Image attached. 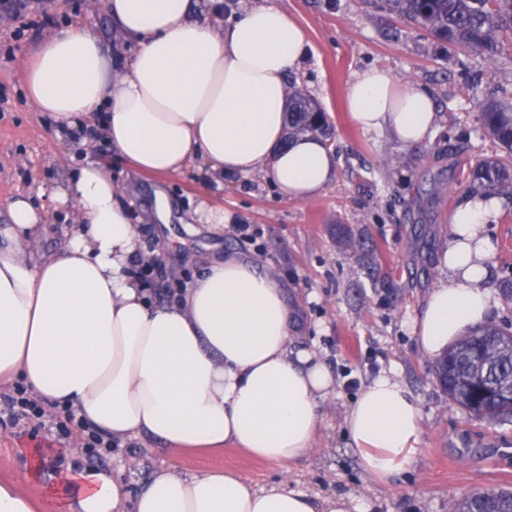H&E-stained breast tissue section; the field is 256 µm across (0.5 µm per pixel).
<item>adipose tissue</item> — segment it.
<instances>
[{"instance_id": "obj_1", "label": "adipose tissue", "mask_w": 512, "mask_h": 512, "mask_svg": "<svg viewBox=\"0 0 512 512\" xmlns=\"http://www.w3.org/2000/svg\"><path fill=\"white\" fill-rule=\"evenodd\" d=\"M136 50L106 55L98 34L70 26L47 35L22 69L38 111L72 123L102 113L101 133L137 169L173 176L192 161L219 175L265 174L285 197L304 200L329 183L336 162L321 138L287 139V79L307 57L303 29L260 0L214 24L190 16L189 0H107ZM346 103L365 133L416 145L435 111L417 85L383 70L357 73ZM58 205L80 224L65 250L37 258L44 219L9 199L0 228V382L22 376L38 397L71 410L113 443L148 435L181 450L233 445L277 467L268 488L233 472L154 473L137 493L111 471L66 467L41 508L0 480V512H361L349 495L312 496L288 475L310 455L336 381L318 355L292 346L288 305L276 276L234 256L213 257L173 302L157 304L137 274L138 230L106 167L86 161ZM500 208L466 201L452 214L442 279L414 331L433 357L483 323L494 251L484 225ZM344 423L365 473L383 480L407 468L419 409L393 374L371 380Z\"/></svg>"}]
</instances>
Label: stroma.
I'll use <instances>...</instances> for the list:
<instances>
[{
	"label": "stroma",
	"mask_w": 512,
	"mask_h": 512,
	"mask_svg": "<svg viewBox=\"0 0 512 512\" xmlns=\"http://www.w3.org/2000/svg\"><path fill=\"white\" fill-rule=\"evenodd\" d=\"M304 30L309 55L291 82L314 98L325 114L336 173L318 195L289 199L265 176L224 184L192 164L169 177L143 172L107 139L93 150L63 135L50 113L30 105L21 81L23 61L49 33L69 25L96 31L106 49L132 55L101 0H54L21 16L0 15V203L22 196L55 222L41 240L46 255L59 253L75 225L74 211L49 200L87 158L101 162L130 203L133 222L148 251L163 262L147 281L157 301H172L201 270L205 251L231 253L277 273L288 297L296 348L313 349L331 369L336 394L324 406L325 426L311 455L293 477L300 489L323 496L350 494L365 512H450L462 496L488 489L512 490V423L490 425L452 405L437 385L429 357L419 349L413 322L441 278L439 253L449 218L466 200L476 161L504 157L478 121L491 99L512 95V48L494 58L451 50L386 10L381 0H274ZM386 70L400 85L429 94L437 115L433 137L406 146L367 134L351 121L345 93L354 75ZM164 192L171 223L154 217ZM223 211L224 227L209 231L198 207ZM495 250L489 291L498 304L488 323H512V208L488 225ZM396 373L420 409L421 433L414 463L384 481L364 473L343 416L361 385L380 372ZM355 378L349 388L346 378ZM80 433L56 440L34 424L0 427V479L18 476L28 448H45L39 483L22 484L39 497L60 468L62 456L120 467L131 490L151 473L172 468L193 474L232 470L265 486L280 471L245 451H173L144 435L88 459Z\"/></svg>",
	"instance_id": "stroma-1"
}]
</instances>
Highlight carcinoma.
I'll return each mask as SVG.
<instances>
[{
    "instance_id": "carcinoma-1",
    "label": "carcinoma",
    "mask_w": 512,
    "mask_h": 512,
    "mask_svg": "<svg viewBox=\"0 0 512 512\" xmlns=\"http://www.w3.org/2000/svg\"><path fill=\"white\" fill-rule=\"evenodd\" d=\"M384 8L414 27L459 50L495 57L512 44V0H382ZM288 111V133H325L310 122L314 104L295 92ZM483 131L508 153L505 159H482L471 171L467 190L485 199L512 200V99L486 105ZM446 368L441 385L448 400L490 424L512 418V325H489L459 339L434 361L435 374ZM451 512H512L511 491H483L455 501Z\"/></svg>"
}]
</instances>
